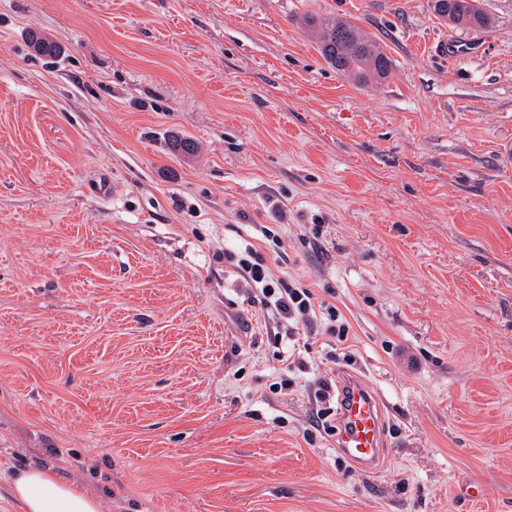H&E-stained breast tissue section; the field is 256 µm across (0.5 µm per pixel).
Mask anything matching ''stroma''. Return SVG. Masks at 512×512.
I'll return each instance as SVG.
<instances>
[{
	"label": "stroma",
	"instance_id": "1",
	"mask_svg": "<svg viewBox=\"0 0 512 512\" xmlns=\"http://www.w3.org/2000/svg\"><path fill=\"white\" fill-rule=\"evenodd\" d=\"M485 4L483 32L431 0H0V512L32 466L100 512H512V0ZM308 15L390 75L337 74ZM240 224L280 226L353 365L271 333ZM348 366L375 475L312 421ZM316 34L323 59L357 85H370L388 77L392 61L378 43L357 25L336 17H306Z\"/></svg>",
	"mask_w": 512,
	"mask_h": 512
}]
</instances>
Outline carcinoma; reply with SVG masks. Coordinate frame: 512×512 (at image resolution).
<instances>
[{"label": "carcinoma", "instance_id": "carcinoma-1", "mask_svg": "<svg viewBox=\"0 0 512 512\" xmlns=\"http://www.w3.org/2000/svg\"><path fill=\"white\" fill-rule=\"evenodd\" d=\"M432 5L437 15L467 29H485L492 24L482 0H432ZM305 23L316 34L321 56L339 74L360 86L380 82L390 74L391 59L357 25L331 16H309Z\"/></svg>", "mask_w": 512, "mask_h": 512}]
</instances>
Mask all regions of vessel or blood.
Here are the masks:
<instances>
[{
	"mask_svg": "<svg viewBox=\"0 0 512 512\" xmlns=\"http://www.w3.org/2000/svg\"><path fill=\"white\" fill-rule=\"evenodd\" d=\"M339 381L336 448L359 472H377L386 448L384 406L359 374L340 373Z\"/></svg>",
	"mask_w": 512,
	"mask_h": 512,
	"instance_id": "b4317fda",
	"label": "vessel or blood"
}]
</instances>
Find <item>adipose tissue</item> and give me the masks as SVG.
I'll return each mask as SVG.
<instances>
[{"label": "adipose tissue", "instance_id": "obj_1", "mask_svg": "<svg viewBox=\"0 0 512 512\" xmlns=\"http://www.w3.org/2000/svg\"><path fill=\"white\" fill-rule=\"evenodd\" d=\"M11 493L24 512H100L97 497L79 483L62 480L47 467L17 472Z\"/></svg>", "mask_w": 512, "mask_h": 512}]
</instances>
